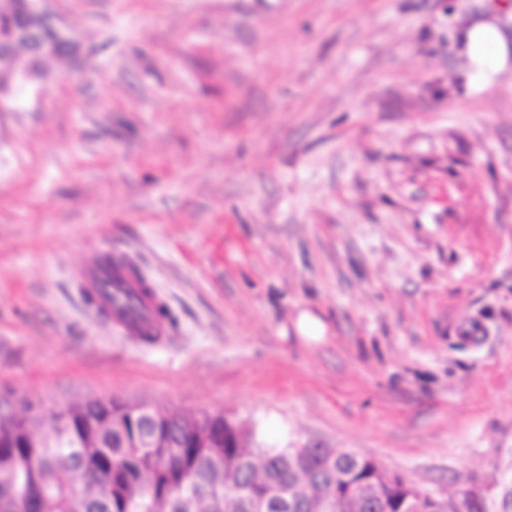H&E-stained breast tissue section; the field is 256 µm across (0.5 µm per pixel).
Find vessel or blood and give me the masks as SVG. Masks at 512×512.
Returning a JSON list of instances; mask_svg holds the SVG:
<instances>
[{"mask_svg": "<svg viewBox=\"0 0 512 512\" xmlns=\"http://www.w3.org/2000/svg\"><path fill=\"white\" fill-rule=\"evenodd\" d=\"M80 288L96 298V309L125 335H137L148 329L164 335L167 324L155 318L157 299L149 284L141 283L134 266L112 259L108 254H94L76 273Z\"/></svg>", "mask_w": 512, "mask_h": 512, "instance_id": "1", "label": "vessel or blood"}]
</instances>
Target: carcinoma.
Returning a JSON list of instances; mask_svg holds the SVG:
<instances>
[{
    "mask_svg": "<svg viewBox=\"0 0 512 512\" xmlns=\"http://www.w3.org/2000/svg\"><path fill=\"white\" fill-rule=\"evenodd\" d=\"M1 39L18 67H0V88L20 94L19 69L38 68L37 36H14L9 15L0 9ZM158 416L146 420L99 400L50 417L0 412V512H182V499L190 512H241L228 500L224 479L230 477L242 497H261L277 481L299 486L305 512H364L354 490L380 470L366 456L349 466L338 451L336 466L343 476L333 489L318 458L296 457L288 447L266 448L252 430L239 429L238 440L227 436L222 416L162 411ZM157 422L173 435L175 447L167 452L127 447L134 433ZM91 437L101 447H84ZM380 494L390 512H399L402 482L382 487Z\"/></svg>",
    "mask_w": 512,
    "mask_h": 512,
    "instance_id": "carcinoma-1",
    "label": "carcinoma"
}]
</instances>
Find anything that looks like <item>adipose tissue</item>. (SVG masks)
<instances>
[{"mask_svg":"<svg viewBox=\"0 0 512 512\" xmlns=\"http://www.w3.org/2000/svg\"><path fill=\"white\" fill-rule=\"evenodd\" d=\"M459 42L461 55L486 81H493L512 65V38L494 18L478 19L460 28Z\"/></svg>","mask_w":512,"mask_h":512,"instance_id":"obj_1","label":"adipose tissue"}]
</instances>
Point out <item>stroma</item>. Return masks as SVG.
<instances>
[{"label": "stroma", "instance_id": "1", "mask_svg": "<svg viewBox=\"0 0 512 512\" xmlns=\"http://www.w3.org/2000/svg\"><path fill=\"white\" fill-rule=\"evenodd\" d=\"M78 46L0 112V398L221 413L504 512L512 0H45ZM137 264L124 335L71 276ZM316 319L305 338L301 316ZM460 54L482 74L486 83L505 70L510 62L509 36L493 17L472 21L459 30Z\"/></svg>", "mask_w": 512, "mask_h": 512}]
</instances>
